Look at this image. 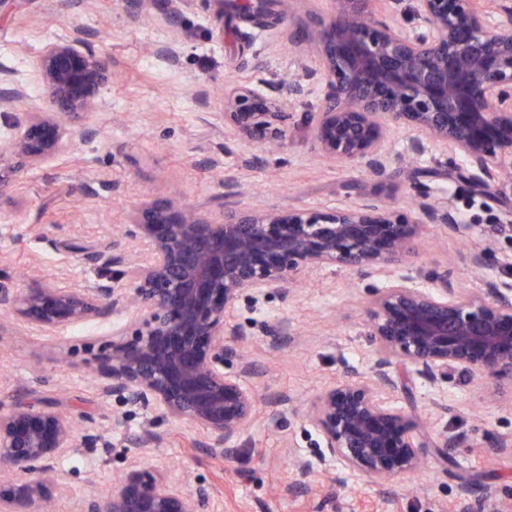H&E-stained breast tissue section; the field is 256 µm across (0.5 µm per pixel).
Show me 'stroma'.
I'll return each mask as SVG.
<instances>
[{
	"mask_svg": "<svg viewBox=\"0 0 512 512\" xmlns=\"http://www.w3.org/2000/svg\"><path fill=\"white\" fill-rule=\"evenodd\" d=\"M166 2L158 0L148 21L133 0L0 5V71L28 92L26 100L0 108L9 117L38 106L40 90L31 80L36 55L72 29H83L89 47L110 57L114 73L82 118L97 136L75 140L66 155L20 167L0 195V225L19 207L28 218L0 236V289L29 288L54 274L67 285L97 282L100 270L89 254L111 253L116 244L143 252L142 243L122 237L121 226L146 200L174 198L200 214L228 207L327 209L375 198L403 207L426 189L451 199L471 231L456 238L423 226L407 271L419 279L447 271L463 291L487 279L512 285V270L472 267L473 254L484 248L512 250V221L494 200L474 197L466 182L432 176V169L447 168L439 152L420 160L422 172L412 181L401 174L400 157L381 179L317 155L307 114L325 94L321 80H314L307 103L290 104L293 117L278 146L246 143L225 127L224 97L233 86L255 84L283 101L289 76L314 70L312 19L329 12L331 0H281V23L267 28L248 20L245 0H224L221 9L214 0H188L173 20ZM173 42L178 54L170 59L162 50ZM381 285L336 266L311 272L287 291L239 298L229 318L239 333L226 339L234 350L226 369L250 363L245 381L256 406L232 459L193 447L203 436L199 429L98 392V357L112 342L109 318L49 338L0 314V412L24 398L52 400L92 418L86 440L59 461L69 481L51 512H76L85 499L112 492L134 460L166 467L188 491H207L212 512H512V455L490 451L495 439L512 436V385L478 373L455 370L434 386L393 365L394 400L433 442L419 472L375 485L322 458L307 415L350 371L371 374L376 355L368 312ZM147 430L157 442L138 447ZM442 440L450 444L444 455L435 447ZM300 463L311 472L302 491L294 487Z\"/></svg>",
	"mask_w": 512,
	"mask_h": 512,
	"instance_id": "1",
	"label": "stroma"
}]
</instances>
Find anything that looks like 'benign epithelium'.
Here are the masks:
<instances>
[{
  "label": "benign epithelium",
  "mask_w": 512,
  "mask_h": 512,
  "mask_svg": "<svg viewBox=\"0 0 512 512\" xmlns=\"http://www.w3.org/2000/svg\"><path fill=\"white\" fill-rule=\"evenodd\" d=\"M319 72L327 92L310 118L315 150L338 163L365 165L383 177L393 145L408 135V155L431 147L460 160L472 191L512 210V0H334L317 19ZM111 75L110 58L76 29L47 44L32 80L43 108L27 112L0 137V188L15 167L66 154L68 125L95 106ZM313 88L288 82L297 102ZM26 96L0 75V102ZM291 113L257 88L239 85L225 99L224 123L243 141L282 137ZM463 237L469 227L446 198L399 211L379 201L329 210L226 209L208 220L168 201L143 202L124 235L147 247L127 265L130 287L106 275L66 287L45 278L0 290V310L42 336L109 316L112 350L99 357L97 388L130 406L189 423L205 434L199 447L228 459L255 407L242 375L224 370L227 319L245 292H279L311 270L341 265L384 282L372 301L374 371H352L326 389L308 415L325 453L374 484L419 471L423 448L405 411L391 400L389 372L398 358L432 385L448 371L512 380V287L494 280L465 296L448 271L428 283L401 267L420 225ZM135 328L127 335L126 327ZM75 420L50 401L20 399L0 413V512H41L67 485L59 459L78 445ZM209 495L191 494L158 467L132 464L118 489L78 512H208Z\"/></svg>",
  "instance_id": "1"
}]
</instances>
